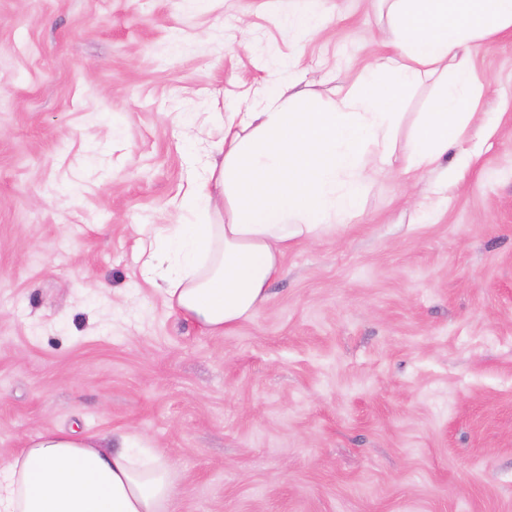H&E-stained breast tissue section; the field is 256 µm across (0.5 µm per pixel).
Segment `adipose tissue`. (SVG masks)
I'll use <instances>...</instances> for the list:
<instances>
[{"mask_svg": "<svg viewBox=\"0 0 512 512\" xmlns=\"http://www.w3.org/2000/svg\"><path fill=\"white\" fill-rule=\"evenodd\" d=\"M383 53L328 96L275 85L222 135L185 197L191 224L143 244L144 274L170 309L221 336L254 314L280 259L299 239L348 223L368 183L394 166L401 107L419 85L436 91L407 145L403 173L436 168L466 139L483 86L478 41L512 32V0H379ZM171 465L141 436L46 431L0 465V512H168Z\"/></svg>", "mask_w": 512, "mask_h": 512, "instance_id": "obj_1", "label": "adipose tissue"}]
</instances>
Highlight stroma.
<instances>
[{"mask_svg": "<svg viewBox=\"0 0 512 512\" xmlns=\"http://www.w3.org/2000/svg\"><path fill=\"white\" fill-rule=\"evenodd\" d=\"M0 0V462L46 430L140 433L173 512H512V34L475 47L483 121L367 186L212 336L142 276L218 116L302 56L358 74L371 0ZM426 201L427 214L415 209Z\"/></svg>", "mask_w": 512, "mask_h": 512, "instance_id": "1", "label": "stroma"}]
</instances>
